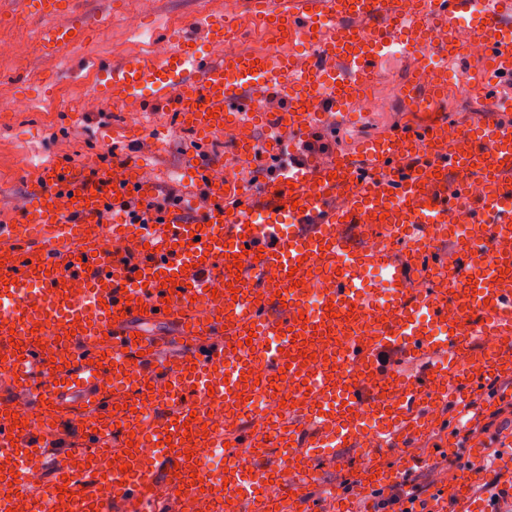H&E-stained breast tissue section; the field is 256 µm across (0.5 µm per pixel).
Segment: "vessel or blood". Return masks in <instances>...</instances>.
<instances>
[{"instance_id": "obj_1", "label": "vessel or blood", "mask_w": 512, "mask_h": 512, "mask_svg": "<svg viewBox=\"0 0 512 512\" xmlns=\"http://www.w3.org/2000/svg\"><path fill=\"white\" fill-rule=\"evenodd\" d=\"M400 0H233L235 14L262 26L281 28L289 37L315 39L321 51L342 62L340 84L322 85L315 68L278 53L260 58L225 51L237 30L231 17L204 16L201 38L219 59L203 56L188 37H179L162 61L131 59L101 69L94 85L104 102L122 106L151 99L177 113L182 125L200 134L223 131L240 122L286 124L303 143L318 134L329 109L369 89L388 55L377 20L402 22L405 51L426 55L434 30L453 33L460 14L476 11L473 35L489 68L470 73L465 89L495 101L500 121H477L459 152L431 148L447 121L437 107L447 84L407 82L404 102L420 115L382 136L366 140L357 154L337 152L329 165L318 156L289 165L284 175L262 188L264 220L255 223L251 190L234 178L201 174L199 197L171 210L161 224H112L107 203L114 193L144 201L155 183L142 178L143 164L124 160L111 166L42 167L35 176L18 224L0 225V456L12 459L18 476H0V512L9 496L25 491L22 472L51 465L66 479L65 490L50 487L38 498L39 512H105L95 504L94 487L110 477L113 503L124 512H150L158 489L178 484L166 498L169 512H185L201 492H214L219 478L188 461L189 436L206 421L212 400L227 406L253 397L252 373L287 374L306 381L308 392L288 398L291 419L277 429L288 473L281 503L262 489L277 470L265 463L266 449L254 448L247 426L231 435L232 447L248 449L244 459L225 463L228 490L239 512H316L308 495L321 459L339 458L343 446L361 442V415L380 427L371 464L358 468L353 494L338 499L336 512H358L354 503L372 488L401 480L402 470L386 467L381 452L409 446L424 430L435 429L430 402L465 414L475 386L512 377V97L496 93L500 78L512 75V29L500 20L512 13V0H420L404 16ZM43 17L36 44L55 53L84 40L78 23H57L67 0H23ZM420 157L419 167L407 161ZM469 167L493 183L485 199L468 203V187L447 173ZM347 195L344 207L336 198ZM461 215L478 230L489 227L483 249L458 242L446 288L410 296L419 272L444 264L437 249L456 239L448 219ZM383 221L400 248L384 252L353 243L346 224ZM251 268L238 292H231L238 264ZM386 273L385 286L395 316L379 327L369 314L377 292L366 285L373 269ZM272 269L276 278L265 277ZM322 285L326 309L301 319L299 283ZM38 288L20 299L21 285ZM223 284L220 314L200 312L192 298H203ZM460 316L449 321V309ZM354 318H346L347 310ZM165 320L175 335L140 332L141 324ZM263 345L258 357L243 356L234 372L222 366L232 347L248 334ZM347 339L344 355L354 367L342 371L335 359L309 362L310 354L333 336ZM63 337L64 356L51 358L40 343ZM393 350L406 358L430 355L420 373L405 376L381 369L378 355ZM45 381L36 382L35 373ZM170 383L174 400L149 390L157 380ZM23 403L35 422L15 427L10 412ZM150 416L151 427L127 444L121 424ZM88 435V447L50 458L64 428ZM216 439V447H223ZM128 452L126 471H105L112 453ZM480 449L468 451L474 466L468 477L441 489L432 512H484L473 486L485 473L477 467Z\"/></svg>"}]
</instances>
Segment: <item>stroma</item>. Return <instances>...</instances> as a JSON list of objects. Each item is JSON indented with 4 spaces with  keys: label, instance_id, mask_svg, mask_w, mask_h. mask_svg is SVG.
<instances>
[{
    "label": "stroma",
    "instance_id": "1",
    "mask_svg": "<svg viewBox=\"0 0 512 512\" xmlns=\"http://www.w3.org/2000/svg\"><path fill=\"white\" fill-rule=\"evenodd\" d=\"M77 17L90 20L85 40L62 55L41 52L34 43L36 20L18 12L17 0H0V224L20 219L21 205L32 179V166L42 164L86 165L112 158L145 162L160 192L186 196L197 186L189 170L196 157L224 164L236 163L240 178L260 189L265 174L255 171L254 163L237 161L235 131L217 132L197 139L179 126L176 112L152 109L133 112L110 103L84 110L101 67H117L137 57H152L182 35H198L201 13L221 15L231 0H77ZM237 48L250 54L276 51L288 55L298 41H280L275 32L245 19ZM466 69L458 63L448 66V99L439 110L448 121L466 126L475 115L498 121L499 115L486 101L462 100L458 95ZM411 119L403 101L384 105L369 116L349 115L345 124L329 123L323 140L331 149L350 153L365 139L378 137ZM495 418L488 436L494 455L484 456L483 468L489 481L475 485L480 500L497 494L501 484L512 476L501 469L500 451L512 434V398L506 391L512 385L501 383ZM423 464L410 474L427 486L429 493L441 487L452 461L462 457L470 446H483L463 435L449 437L440 428L418 440ZM345 464L318 463L317 484L310 492L314 501L339 493L351 481L355 467L371 458L369 449L348 448Z\"/></svg>",
    "mask_w": 512,
    "mask_h": 512
}]
</instances>
